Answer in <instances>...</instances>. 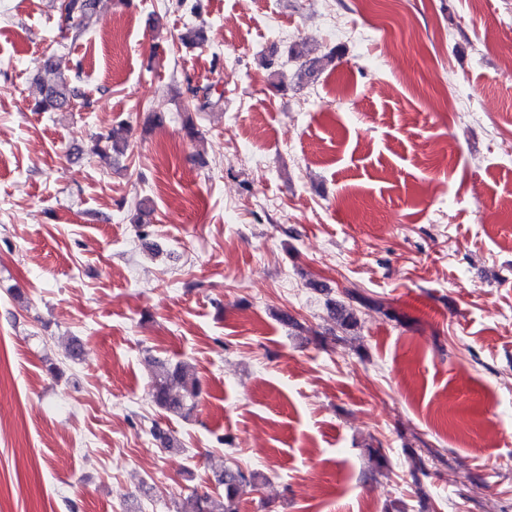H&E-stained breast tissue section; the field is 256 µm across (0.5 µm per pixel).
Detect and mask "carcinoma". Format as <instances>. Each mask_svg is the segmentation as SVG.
I'll return each mask as SVG.
<instances>
[{
	"mask_svg": "<svg viewBox=\"0 0 512 512\" xmlns=\"http://www.w3.org/2000/svg\"><path fill=\"white\" fill-rule=\"evenodd\" d=\"M95 0H67L61 8L62 18L70 27L80 29L82 22L92 16ZM191 98L186 104L184 129L191 137L197 134L191 112H201L221 104L223 96L213 97L211 89L188 87ZM79 94L70 87L67 79L49 85L42 90V98L36 104L39 112L68 111L73 109ZM129 147V130L118 123L91 140L90 152L102 155L107 151L123 154ZM151 398L164 412L188 418L194 411L200 394V382L184 362L158 363V373L151 385ZM217 488L222 492V502H216L210 494L192 493L182 501L180 512H239L241 497L248 487L257 485L259 474L246 472L240 467L222 465L213 471Z\"/></svg>",
	"mask_w": 512,
	"mask_h": 512,
	"instance_id": "cac0c4a2",
	"label": "carcinoma"
}]
</instances>
